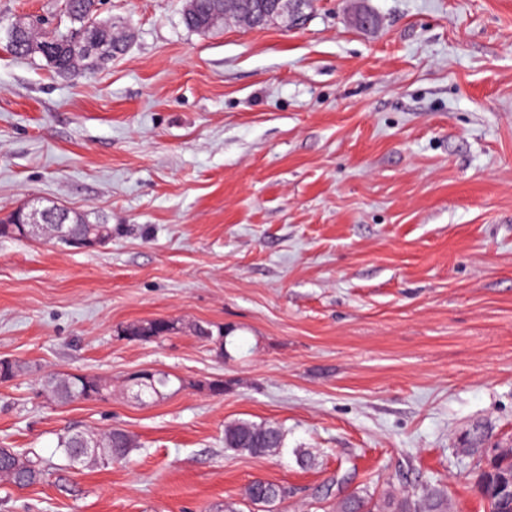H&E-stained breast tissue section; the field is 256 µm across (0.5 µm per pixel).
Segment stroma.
Here are the masks:
<instances>
[{"label": "stroma", "mask_w": 512, "mask_h": 512, "mask_svg": "<svg viewBox=\"0 0 512 512\" xmlns=\"http://www.w3.org/2000/svg\"><path fill=\"white\" fill-rule=\"evenodd\" d=\"M184 7L103 0L128 47L73 79L7 47L35 17L70 27L66 0H0V218L112 226L84 250L0 237V359L25 366L0 382V448L54 465L0 484V512H336L433 487L485 512L463 450L512 448V0H315L296 25L206 33ZM157 317L177 331L122 336ZM139 369L183 385L139 401ZM48 371L112 397L53 403ZM241 419L281 424L284 454L225 450ZM88 427L141 448L67 469L58 439ZM257 478L290 496L246 504ZM178 329V324L165 318L139 321L122 330L125 338L131 341L151 342L165 338ZM195 336L201 340L212 342L217 346L220 357L224 358V338L228 336L223 326H215L210 323H197L192 326Z\"/></svg>", "instance_id": "stroma-1"}]
</instances>
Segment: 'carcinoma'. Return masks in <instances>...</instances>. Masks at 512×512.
I'll use <instances>...</instances> for the list:
<instances>
[{"mask_svg":"<svg viewBox=\"0 0 512 512\" xmlns=\"http://www.w3.org/2000/svg\"><path fill=\"white\" fill-rule=\"evenodd\" d=\"M100 0H67V12L74 27L62 32H46L41 27L28 29L15 36L11 51L19 56L41 55L48 65L61 76L79 77L88 66L103 64L121 54L126 47L124 37L115 27L99 21ZM272 0H192L190 10L183 11L187 28L208 32L220 24L216 19L219 9H224V19L243 22L251 27L266 26L263 13ZM69 233L79 237L89 235L112 239V226L92 224L86 214H70ZM0 237L22 238L18 218L10 214L0 220ZM178 329V324L155 318L139 321L122 330L131 341L151 342L165 338ZM195 336L217 345L219 355H224V327L210 323L192 326ZM172 377L161 372L151 378L134 377L127 380V387L138 398L156 400L166 395ZM43 388L58 403L70 404L84 394L85 400L106 398L109 380L94 374L68 375L51 373L43 380ZM287 431L275 423H256L237 420L224 428V448L252 457H276L286 448ZM140 448L136 437L115 428L104 435L76 430L61 437L59 451L69 462L82 467H107L126 463L133 451ZM52 465L29 451H13L0 455V477L16 486H29L51 475ZM512 479V448H505L477 475L476 490L485 502L488 512H512V497L496 491L501 482ZM288 497V488L262 479L251 481L245 489V499L254 505H274ZM337 512H452V504L440 489H433L415 497L391 494L381 501L372 496L350 495L343 498Z\"/></svg>","mask_w":512,"mask_h":512,"instance_id":"carcinoma-1","label":"carcinoma"}]
</instances>
